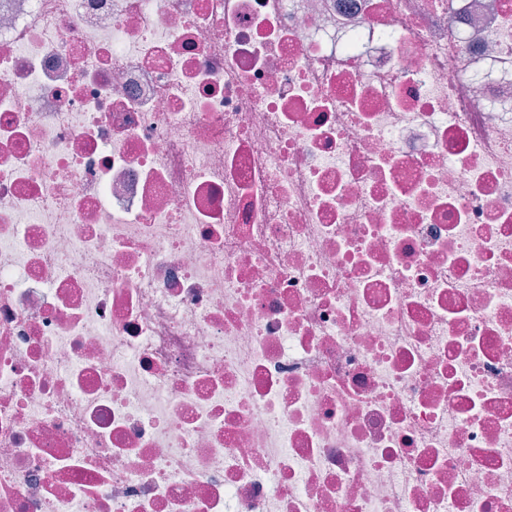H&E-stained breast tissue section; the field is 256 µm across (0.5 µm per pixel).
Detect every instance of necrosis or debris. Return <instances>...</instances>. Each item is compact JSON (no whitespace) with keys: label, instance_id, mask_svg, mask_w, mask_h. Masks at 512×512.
<instances>
[{"label":"necrosis or debris","instance_id":"1","mask_svg":"<svg viewBox=\"0 0 512 512\" xmlns=\"http://www.w3.org/2000/svg\"><path fill=\"white\" fill-rule=\"evenodd\" d=\"M0 512H512V0H0Z\"/></svg>","mask_w":512,"mask_h":512}]
</instances>
